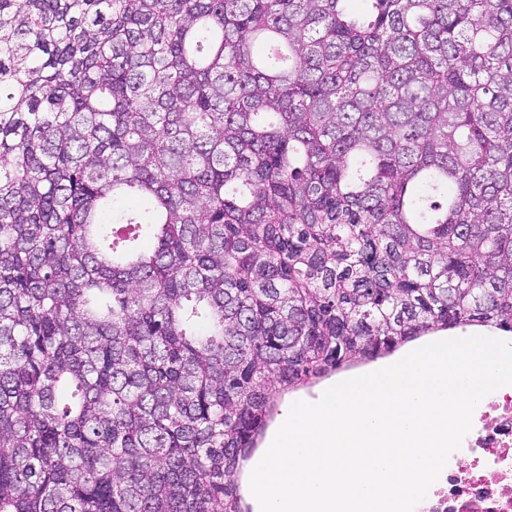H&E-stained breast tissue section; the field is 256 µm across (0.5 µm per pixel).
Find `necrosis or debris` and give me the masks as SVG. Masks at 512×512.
Masks as SVG:
<instances>
[{
  "label": "necrosis or debris",
  "instance_id": "1",
  "mask_svg": "<svg viewBox=\"0 0 512 512\" xmlns=\"http://www.w3.org/2000/svg\"><path fill=\"white\" fill-rule=\"evenodd\" d=\"M488 400L415 512H512V386Z\"/></svg>",
  "mask_w": 512,
  "mask_h": 512
}]
</instances>
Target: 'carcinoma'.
Instances as JSON below:
<instances>
[{"label":"carcinoma","instance_id":"obj_1","mask_svg":"<svg viewBox=\"0 0 512 512\" xmlns=\"http://www.w3.org/2000/svg\"><path fill=\"white\" fill-rule=\"evenodd\" d=\"M348 2L0 0V512H250L285 394L512 333V0ZM424 337H426V338H424ZM424 337H422L423 339L420 338L421 340L419 339L415 342H412V343L406 345L405 347L401 348L400 350H398L397 352H395L393 355H391L389 357L379 359L374 362L362 364L358 367L352 368L349 371L330 376L329 378L322 380L320 383L316 384L312 388L301 389L297 392H293V393H290L289 395H287L285 397V399L280 403L279 408H278V414L275 416L270 427L267 429L265 436L262 440V443L260 445V448H258V450L256 451L255 454H257L261 450V448L266 447L270 437L277 431L280 423L287 417L290 407L295 401L303 400L306 402L315 403L321 398L323 392L327 388H329L337 383H340L342 381L352 379V378H355L358 376H362L365 374H369L378 365L385 363V362L395 361L400 356V354L405 350H408L410 348L417 347V346H425L429 343H433L434 341H436L435 339L430 338L429 336H424Z\"/></svg>","mask_w":512,"mask_h":512}]
</instances>
